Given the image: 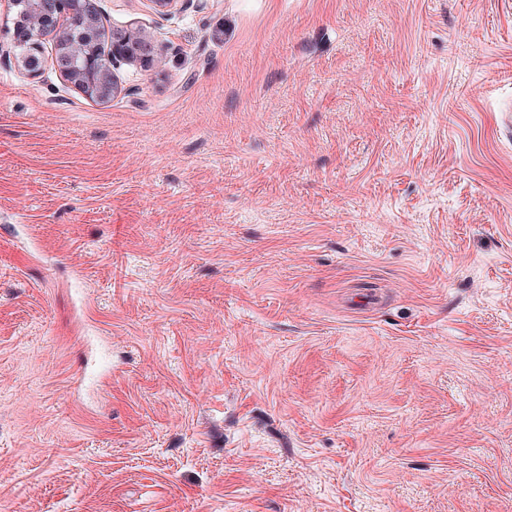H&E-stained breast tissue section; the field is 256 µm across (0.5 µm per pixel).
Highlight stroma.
<instances>
[{
	"instance_id": "1",
	"label": "stroma",
	"mask_w": 512,
	"mask_h": 512,
	"mask_svg": "<svg viewBox=\"0 0 512 512\" xmlns=\"http://www.w3.org/2000/svg\"><path fill=\"white\" fill-rule=\"evenodd\" d=\"M111 101L0 60V512H512V0H99Z\"/></svg>"
}]
</instances>
